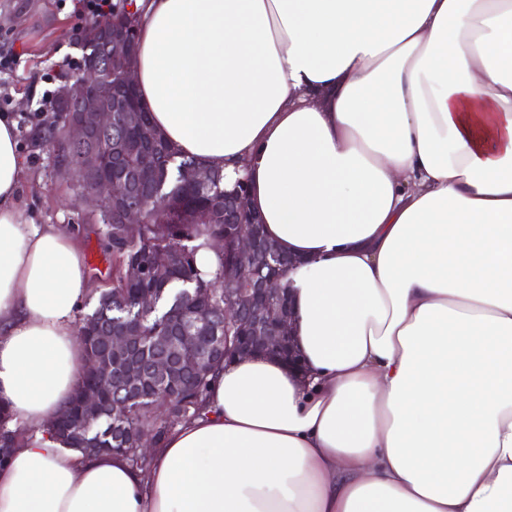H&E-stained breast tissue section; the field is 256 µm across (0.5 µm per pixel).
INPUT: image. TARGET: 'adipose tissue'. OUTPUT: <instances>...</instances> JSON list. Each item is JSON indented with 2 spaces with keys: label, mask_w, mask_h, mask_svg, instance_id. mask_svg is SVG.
<instances>
[{
  "label": "adipose tissue",
  "mask_w": 512,
  "mask_h": 512,
  "mask_svg": "<svg viewBox=\"0 0 512 512\" xmlns=\"http://www.w3.org/2000/svg\"><path fill=\"white\" fill-rule=\"evenodd\" d=\"M182 156L296 257L293 367L224 364L148 469L49 425L85 363L78 241L28 223L0 113V512H512V0H136Z\"/></svg>",
  "instance_id": "adipose-tissue-1"
}]
</instances>
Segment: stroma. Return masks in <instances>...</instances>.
<instances>
[{
	"label": "stroma",
	"instance_id": "1",
	"mask_svg": "<svg viewBox=\"0 0 512 512\" xmlns=\"http://www.w3.org/2000/svg\"><path fill=\"white\" fill-rule=\"evenodd\" d=\"M81 7L82 0H0V46L20 57L13 70L0 72V113H13L17 121L27 169L22 185L27 221L72 232L98 290L112 272L103 227L87 212L78 185L59 175L57 157L44 138L49 123H63V113L42 107L44 94L58 93L69 73L63 59L84 54Z\"/></svg>",
	"mask_w": 512,
	"mask_h": 512
}]
</instances>
